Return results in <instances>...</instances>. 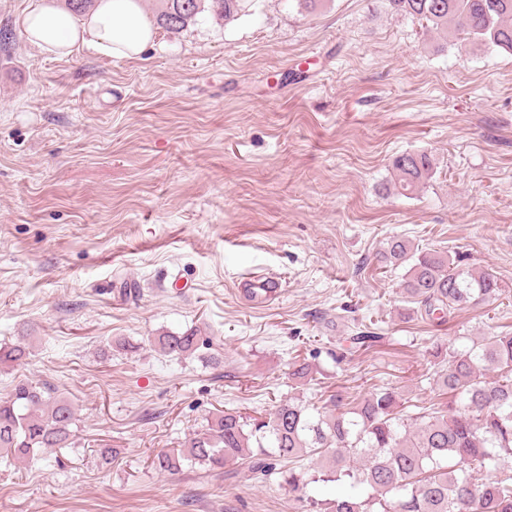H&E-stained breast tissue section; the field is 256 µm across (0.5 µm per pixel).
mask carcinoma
I'll return each mask as SVG.
<instances>
[{
	"label": "carcinoma",
	"instance_id": "1",
	"mask_svg": "<svg viewBox=\"0 0 512 512\" xmlns=\"http://www.w3.org/2000/svg\"><path fill=\"white\" fill-rule=\"evenodd\" d=\"M157 24L180 34L209 12L229 20L246 0H162ZM391 12L454 32L512 54V0H385ZM394 188L417 191L433 170L426 152L394 157ZM380 259L405 268L401 288L416 313L432 318L502 296L491 275L465 271L435 250L393 236ZM383 340L367 327L350 337L355 348ZM150 345L177 357L200 347L197 331L163 332ZM27 344L0 346V366L21 360ZM440 368L427 402L404 398L393 387L345 389L317 407L282 399L260 417L227 409L207 420L183 447L158 452L152 464L168 475L188 462L209 471L245 467L291 488L334 484V495L308 494L306 512H512V336H484L469 348L430 343ZM496 377L487 379V373ZM74 409L50 389L25 382L0 400V458L23 463L47 448L70 445ZM307 460L312 467L296 464ZM484 473L486 477L478 478Z\"/></svg>",
	"mask_w": 512,
	"mask_h": 512
}]
</instances>
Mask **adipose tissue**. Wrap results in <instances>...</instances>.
Returning a JSON list of instances; mask_svg holds the SVG:
<instances>
[{"label": "adipose tissue", "mask_w": 512, "mask_h": 512, "mask_svg": "<svg viewBox=\"0 0 512 512\" xmlns=\"http://www.w3.org/2000/svg\"><path fill=\"white\" fill-rule=\"evenodd\" d=\"M26 40L57 58L85 48L120 59L141 58L156 41L141 0H96L89 13L76 16L56 0H37L19 18Z\"/></svg>", "instance_id": "ef3b65f1"}]
</instances>
